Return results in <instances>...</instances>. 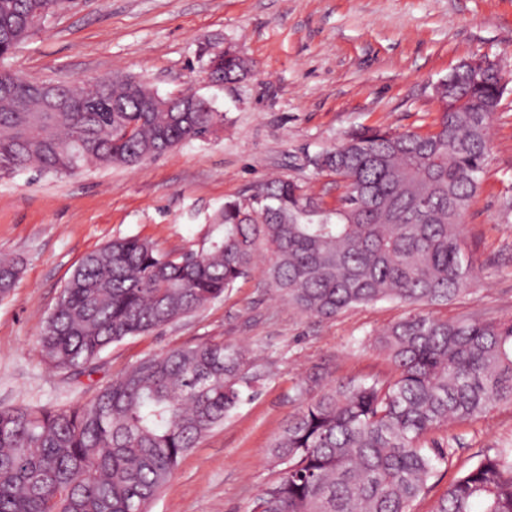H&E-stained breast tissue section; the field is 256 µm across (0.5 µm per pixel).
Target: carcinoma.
Masks as SVG:
<instances>
[{
	"label": "carcinoma",
	"instance_id": "cac0c4a2",
	"mask_svg": "<svg viewBox=\"0 0 512 512\" xmlns=\"http://www.w3.org/2000/svg\"><path fill=\"white\" fill-rule=\"evenodd\" d=\"M57 0H0V61L37 30ZM204 66L232 83L250 63L233 50ZM460 63L435 87L433 129H352L309 159L344 193L328 207L295 181L260 182L215 217L223 237L171 255L138 238L85 255L47 317L40 345L54 368L84 370L102 350L159 329L220 298L270 249L267 286L300 311L330 318L380 300L448 303L476 272L462 220L481 186L488 130L508 82L474 81ZM45 112L40 87L0 67V172L33 166L57 176L135 166L173 147L216 138L224 113L191 92L166 96L112 75L60 91ZM21 273L0 257V297ZM374 344L384 383L297 384L299 413L268 449L283 466L253 512H410L454 449L426 447L442 427L512 402V318L441 320L418 312ZM241 348L202 342L149 356L81 407L0 408V512H147L180 460L224 423L250 385ZM434 512H512V448L481 458Z\"/></svg>",
	"mask_w": 512,
	"mask_h": 512
}]
</instances>
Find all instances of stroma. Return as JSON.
Here are the masks:
<instances>
[{"label":"stroma","instance_id":"1","mask_svg":"<svg viewBox=\"0 0 512 512\" xmlns=\"http://www.w3.org/2000/svg\"><path fill=\"white\" fill-rule=\"evenodd\" d=\"M216 42L254 70L209 83L202 55ZM477 56L512 77V0H66L7 59L10 69L44 83L122 73L163 95L190 88L223 112L224 130L132 167L0 176V253L22 263L16 287L0 298V407L84 405L146 356L205 341L247 346L254 383L181 459L149 510L252 512L279 473L267 449L302 406L297 383L316 371L335 381L389 379L392 366L373 340L416 306L381 300L319 318L255 274L184 319L111 344L79 377L46 363V318L88 252L123 237L165 253L200 250L216 236L212 218L225 201L268 177L302 182L335 204L341 182L316 174L309 158L352 128L428 131L436 83ZM488 139L486 172L463 219L478 278L456 301L430 307L440 319L512 316V91ZM428 440L454 455L411 512H432L460 472L512 448V404Z\"/></svg>","mask_w":512,"mask_h":512}]
</instances>
